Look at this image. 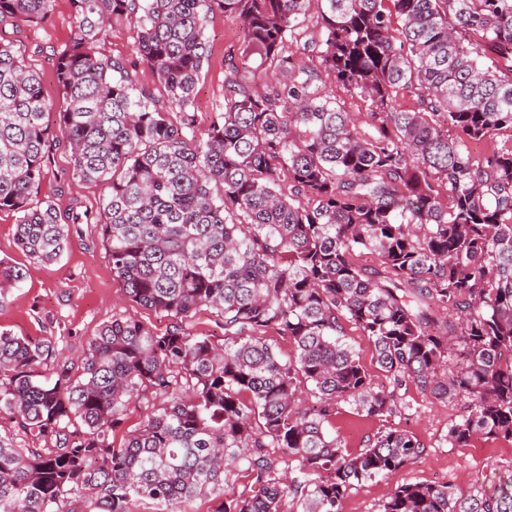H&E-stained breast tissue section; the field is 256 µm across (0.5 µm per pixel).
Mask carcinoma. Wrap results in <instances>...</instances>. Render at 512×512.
Segmentation results:
<instances>
[{
  "instance_id": "cac0c4a2",
  "label": "carcinoma",
  "mask_w": 512,
  "mask_h": 512,
  "mask_svg": "<svg viewBox=\"0 0 512 512\" xmlns=\"http://www.w3.org/2000/svg\"><path fill=\"white\" fill-rule=\"evenodd\" d=\"M69 2L74 36L52 53L59 103L0 45V211L45 263L69 224L91 220L32 202L60 132L72 179L108 183L96 213L113 275L173 325L114 318L78 363L0 330V415L29 440L0 434V512H186L202 496L212 512H342L356 484L424 446L389 429L350 452L329 430L336 405L391 417L408 382L465 403L452 446L512 440V145L468 149L512 134V0H318L311 27L298 22L310 0ZM55 5L0 0V20L41 23ZM216 13L240 21L243 43L224 56V102L199 139ZM122 16L133 62L98 50ZM365 250L378 266L357 263ZM25 276L0 260V307ZM202 312L223 321L224 344L194 328ZM347 323L391 388L343 341ZM302 383L316 398L304 411ZM148 392L166 404L114 446ZM378 512H512V475L468 492L400 485Z\"/></svg>"
}]
</instances>
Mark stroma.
Wrapping results in <instances>:
<instances>
[{
	"instance_id": "stroma-1",
	"label": "stroma",
	"mask_w": 512,
	"mask_h": 512,
	"mask_svg": "<svg viewBox=\"0 0 512 512\" xmlns=\"http://www.w3.org/2000/svg\"><path fill=\"white\" fill-rule=\"evenodd\" d=\"M74 34L69 0H56L50 18L42 23L11 19L0 22V43L38 73L50 102L61 97L51 48H64ZM209 57L196 96V134L206 136L211 116L223 101L224 57L241 45V31L230 16L215 14L206 30ZM71 147L65 139L54 140L43 179L33 192L37 201L49 200L60 212L75 205L96 206L106 193L105 184L70 180ZM14 213L0 211V259L24 266L26 278L8 302L0 307V328L38 341L55 342L70 359H80L88 342L115 317H134L162 332L170 318L140 307L126 296L113 276L112 265L101 245L96 225H75L70 245L62 258L43 264L30 260L16 245ZM405 409L387 418L357 414L339 404L333 426L349 451L364 447L368 436L379 429L413 433L423 444V453L412 464L388 478L362 481L351 489L342 512H377L380 504L401 484L430 482L466 490L474 485L492 487L512 475V443L503 439L478 438L464 448L447 441L449 424L459 419V405L434 398L413 385L404 389Z\"/></svg>"
}]
</instances>
